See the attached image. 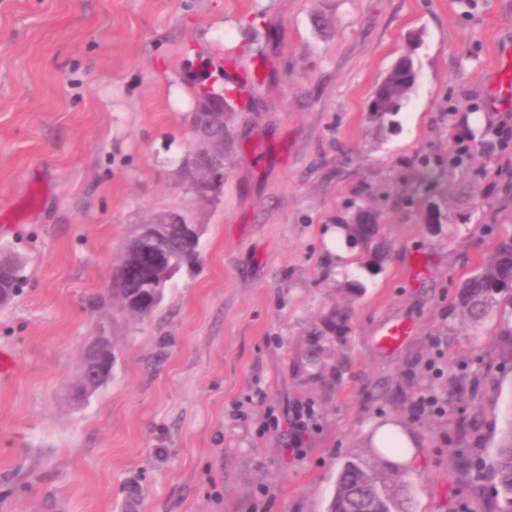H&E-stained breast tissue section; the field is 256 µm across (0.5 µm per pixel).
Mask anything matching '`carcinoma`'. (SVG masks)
Listing matches in <instances>:
<instances>
[{
  "mask_svg": "<svg viewBox=\"0 0 512 512\" xmlns=\"http://www.w3.org/2000/svg\"><path fill=\"white\" fill-rule=\"evenodd\" d=\"M418 81V71L409 55L393 65L377 87L367 109L368 118L380 127L395 125V117L409 101ZM194 130L204 137L224 132V116L213 112H197ZM438 177L437 171L426 166L416 182L405 191L414 196L419 189ZM344 237L361 242L364 249L377 250L379 234L374 213L362 206L351 221L336 225ZM200 254V235L188 224H169L163 233L152 238H133L125 246L119 260V273L107 294L127 313L145 317L162 304L167 288L181 272L191 270ZM21 261L11 254L0 256V305L15 296ZM505 294L512 306V235H504L495 244L493 254L461 285L456 307L466 319L478 323L490 317ZM97 361L85 355L84 368L78 372L76 389L86 394L97 388L111 373L93 375ZM405 452L399 433L384 436L383 447H371L366 457H350L342 464L331 501V512H412L407 485L398 480V466L391 455ZM471 481L470 491L486 487L493 492L490 512H512V430H508L489 456L473 448L458 449Z\"/></svg>",
  "mask_w": 512,
  "mask_h": 512,
  "instance_id": "cac0c4a2",
  "label": "carcinoma"
}]
</instances>
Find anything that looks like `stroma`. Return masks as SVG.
<instances>
[{
  "mask_svg": "<svg viewBox=\"0 0 512 512\" xmlns=\"http://www.w3.org/2000/svg\"><path fill=\"white\" fill-rule=\"evenodd\" d=\"M503 42L512 0H0V249L22 261L0 307V512H127L132 486L136 512H328L343 461L391 421L414 441V512H489L459 492L458 422L479 414L469 446L498 445L511 347L497 316L470 323L454 299L512 234V142L462 167L448 155L498 122ZM405 54L416 90L378 127L367 106ZM229 59L268 82L231 111L224 179L203 196L183 165L197 101L176 88ZM425 162L438 182L402 195ZM362 192L384 264L353 294L336 272L350 251L327 233ZM167 212L201 229L195 271L152 316L96 307L134 229ZM337 307L332 385L306 353ZM99 335L112 376L75 401ZM426 395L437 407L417 408ZM297 404L314 426L295 447Z\"/></svg>",
  "mask_w": 512,
  "mask_h": 512,
  "instance_id": "stroma-1",
  "label": "stroma"
}]
</instances>
